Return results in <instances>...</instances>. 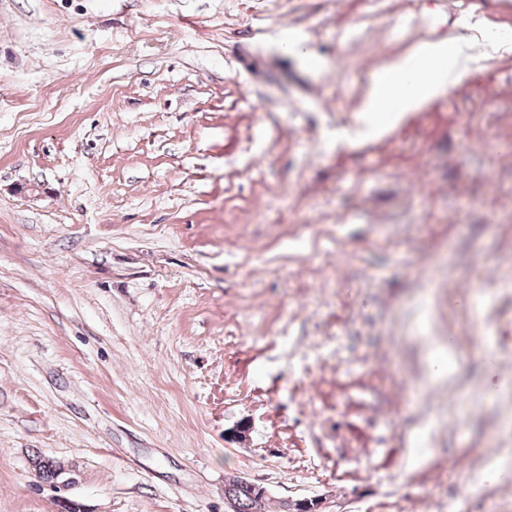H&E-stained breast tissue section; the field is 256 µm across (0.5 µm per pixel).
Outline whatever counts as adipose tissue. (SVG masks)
<instances>
[{"mask_svg": "<svg viewBox=\"0 0 512 512\" xmlns=\"http://www.w3.org/2000/svg\"><path fill=\"white\" fill-rule=\"evenodd\" d=\"M465 61L460 42H424L407 57L374 71L361 107L377 112H408L447 89Z\"/></svg>", "mask_w": 512, "mask_h": 512, "instance_id": "ef3b65f1", "label": "adipose tissue"}]
</instances>
